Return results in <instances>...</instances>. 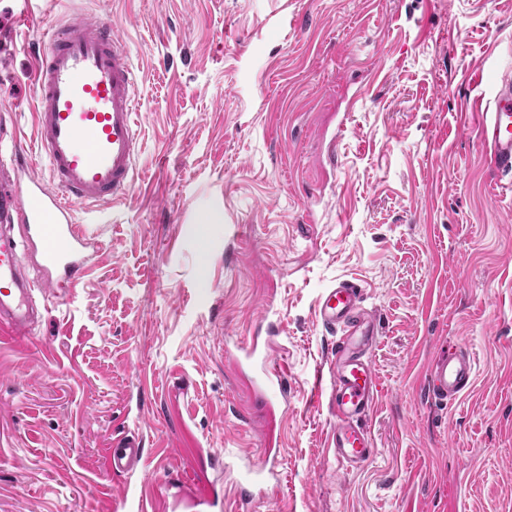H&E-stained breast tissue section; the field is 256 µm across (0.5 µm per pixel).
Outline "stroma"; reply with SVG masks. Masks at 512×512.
I'll return each instance as SVG.
<instances>
[{
	"mask_svg": "<svg viewBox=\"0 0 512 512\" xmlns=\"http://www.w3.org/2000/svg\"><path fill=\"white\" fill-rule=\"evenodd\" d=\"M0 0V114L35 143L33 54L75 9L136 78L133 190L81 206L88 274L0 325V512H512V182L477 127L512 69V0ZM357 279L378 336L375 456L347 471L316 301ZM270 346L287 405L237 345ZM467 346L472 388L425 392ZM144 465L113 472L114 440ZM279 483L241 501V458ZM236 461L224 458L225 451Z\"/></svg>",
	"mask_w": 512,
	"mask_h": 512,
	"instance_id": "obj_1",
	"label": "stroma"
}]
</instances>
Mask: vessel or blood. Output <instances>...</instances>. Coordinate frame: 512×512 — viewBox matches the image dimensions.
I'll use <instances>...</instances> for the list:
<instances>
[{
    "label": "vessel or blood",
    "instance_id": "vessel-or-blood-1",
    "mask_svg": "<svg viewBox=\"0 0 512 512\" xmlns=\"http://www.w3.org/2000/svg\"><path fill=\"white\" fill-rule=\"evenodd\" d=\"M35 62L34 151L17 145L0 150V322L19 333L38 315L44 294L70 287L100 247L77 224L76 206H101L126 196L140 156L134 73L111 26L71 12L50 32ZM481 140L493 171L512 178L511 70L501 76L482 114ZM39 160L46 163L47 175L37 172ZM26 257L40 267V285L25 278ZM317 312L324 329L337 336L327 362L328 406L336 419L330 446L339 466L354 469L374 454L362 421L379 395L368 359L377 329L362 307L360 284L348 279L323 289ZM236 359L260 365L266 386L281 380L277 365L258 344L239 347ZM474 375L469 351L444 353L428 368V395L456 399L471 387ZM143 456L139 439H126L110 451V466L122 473ZM276 466L270 453L262 466L249 468L240 495L264 483Z\"/></svg>",
    "mask_w": 512,
    "mask_h": 512
}]
</instances>
